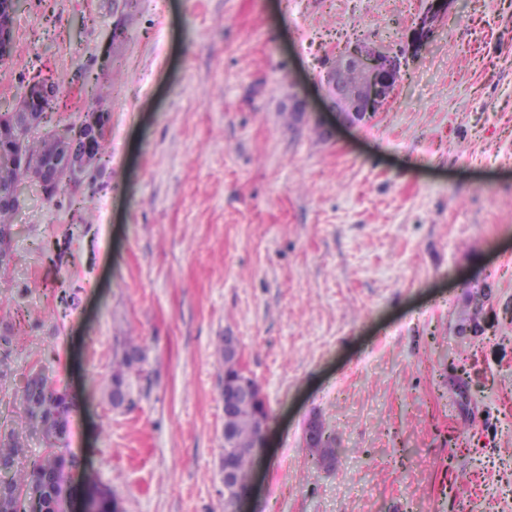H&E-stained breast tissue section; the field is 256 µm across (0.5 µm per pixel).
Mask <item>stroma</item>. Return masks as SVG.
I'll use <instances>...</instances> for the list:
<instances>
[{
	"label": "stroma",
	"instance_id": "35a3bbf8",
	"mask_svg": "<svg viewBox=\"0 0 512 512\" xmlns=\"http://www.w3.org/2000/svg\"><path fill=\"white\" fill-rule=\"evenodd\" d=\"M425 7L28 0L0 111L46 78L57 121L110 125L80 183L30 191L14 220L0 429L43 373L84 398L56 442L75 488L224 512L230 332L268 409L248 512H512V0H452L363 122L323 77L347 42L399 47ZM122 336L146 360L116 409ZM224 352L228 355H235L234 361L238 364L239 339L230 332L221 338L220 354L222 359V367L224 369V382L235 380L239 373V368L235 366L232 359L224 357Z\"/></svg>",
	"mask_w": 512,
	"mask_h": 512
}]
</instances>
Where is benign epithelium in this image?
I'll return each mask as SVG.
<instances>
[{"label": "benign epithelium", "mask_w": 512, "mask_h": 512, "mask_svg": "<svg viewBox=\"0 0 512 512\" xmlns=\"http://www.w3.org/2000/svg\"><path fill=\"white\" fill-rule=\"evenodd\" d=\"M26 7V0H0V58L8 59L13 52L14 28L17 15ZM446 9V0H428L412 35L415 43L422 42L430 31L433 16ZM404 52L370 45L353 40L344 46L336 58V65L327 71V84L336 103V110L353 122L371 112L379 111L392 97L402 67ZM349 68L360 75L354 85L343 83L339 71ZM58 96L57 86L51 82L30 83L23 96L11 108L17 134L12 152L0 157L13 166L16 180L0 187V208L18 209L30 185H35L42 197L57 192L63 182L77 183L88 167L98 159L107 135L108 115L104 112L87 111L73 123L56 126L44 136L49 150L40 155L30 154L26 137L35 129L46 126L41 107ZM263 400L259 385L242 373L230 385H224V413L229 414L241 400ZM224 497L230 498L228 512H244V505L251 497L253 486L245 488L234 483L231 462L223 461Z\"/></svg>", "instance_id": "obj_1"}]
</instances>
